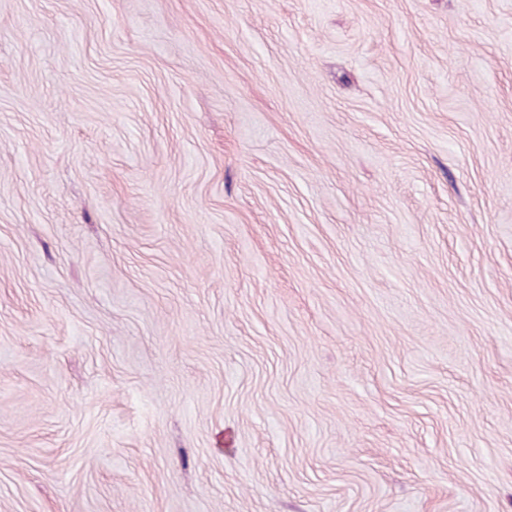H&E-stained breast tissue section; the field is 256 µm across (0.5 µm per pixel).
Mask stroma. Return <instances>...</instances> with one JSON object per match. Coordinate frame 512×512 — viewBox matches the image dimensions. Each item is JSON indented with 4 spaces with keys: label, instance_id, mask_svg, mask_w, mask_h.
I'll list each match as a JSON object with an SVG mask.
<instances>
[{
    "label": "stroma",
    "instance_id": "stroma-1",
    "mask_svg": "<svg viewBox=\"0 0 512 512\" xmlns=\"http://www.w3.org/2000/svg\"><path fill=\"white\" fill-rule=\"evenodd\" d=\"M0 512H512V0H0Z\"/></svg>",
    "mask_w": 512,
    "mask_h": 512
}]
</instances>
